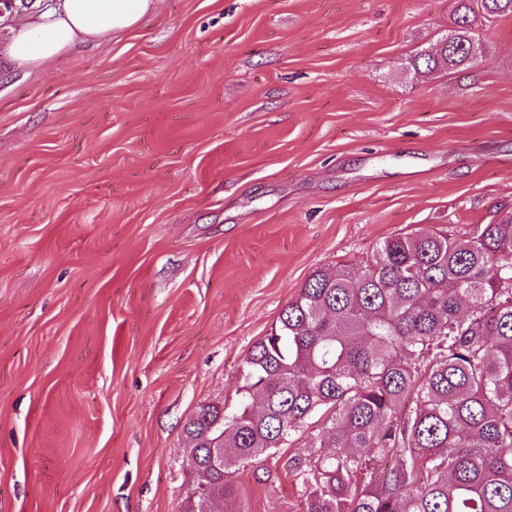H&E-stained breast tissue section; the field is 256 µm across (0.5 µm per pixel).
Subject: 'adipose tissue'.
Wrapping results in <instances>:
<instances>
[{
    "instance_id": "1",
    "label": "adipose tissue",
    "mask_w": 512,
    "mask_h": 512,
    "mask_svg": "<svg viewBox=\"0 0 512 512\" xmlns=\"http://www.w3.org/2000/svg\"><path fill=\"white\" fill-rule=\"evenodd\" d=\"M156 6L157 0H60L57 10L33 17L13 32L9 53L26 67H39L79 43L125 33Z\"/></svg>"
}]
</instances>
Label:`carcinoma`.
Returning <instances> with one entry per match:
<instances>
[{"instance_id": "carcinoma-1", "label": "carcinoma", "mask_w": 512, "mask_h": 512, "mask_svg": "<svg viewBox=\"0 0 512 512\" xmlns=\"http://www.w3.org/2000/svg\"><path fill=\"white\" fill-rule=\"evenodd\" d=\"M453 49L470 59V17L512 0H456ZM238 400L183 426L195 486L183 512H228V467L278 457L303 512H512V211L465 236L418 230L354 270L315 272L248 352ZM294 436L304 446L280 454Z\"/></svg>"}]
</instances>
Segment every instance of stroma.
<instances>
[{
  "instance_id": "obj_1",
  "label": "stroma",
  "mask_w": 512,
  "mask_h": 512,
  "mask_svg": "<svg viewBox=\"0 0 512 512\" xmlns=\"http://www.w3.org/2000/svg\"><path fill=\"white\" fill-rule=\"evenodd\" d=\"M456 0H158L36 70L0 22V512H182L187 418L234 404L316 271L512 211V15ZM241 512H301L274 458ZM456 2L455 29L448 34V37L454 38L453 49L448 52V45L441 43L435 53L417 55L412 61L415 70L420 71V63L427 72H432L440 66L450 69L469 60L474 50L470 15L474 18L477 13H480L489 19L507 13L512 14V0H456Z\"/></svg>"
}]
</instances>
